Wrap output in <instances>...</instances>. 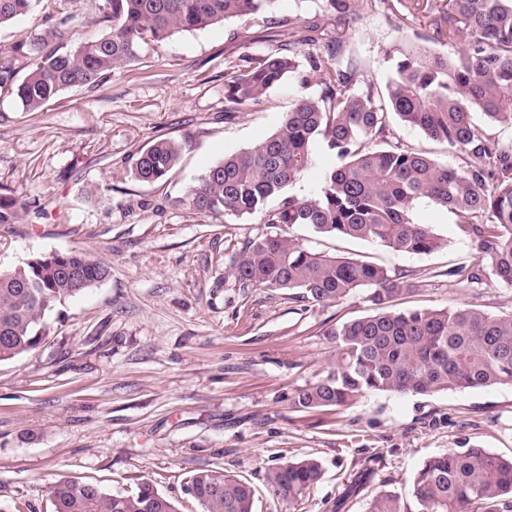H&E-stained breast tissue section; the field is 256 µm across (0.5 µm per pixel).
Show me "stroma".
I'll return each instance as SVG.
<instances>
[{"mask_svg": "<svg viewBox=\"0 0 512 512\" xmlns=\"http://www.w3.org/2000/svg\"><path fill=\"white\" fill-rule=\"evenodd\" d=\"M74 21L64 46L103 34L93 0H65ZM344 22L332 0H276L273 22L308 27L313 46L270 89L263 105L231 112L224 74L278 53L272 32L229 20L180 32L139 55L98 87L60 93L41 111L0 98V191L22 202L0 228V270L51 252H93L111 275L46 316L48 339L0 363V507L52 512L59 479L134 493L148 481L179 512H201L186 479L212 469L248 481L254 512H290L264 494L268 470L313 457L323 467L300 512H366L381 491L408 493L422 462L455 448L512 457V385L397 395L368 392L350 406L294 411L297 388L325 377L336 352L326 328L371 314L364 292L313 305L283 291L238 288L233 260L266 232L257 218H206L187 190L225 155L274 133L298 93H319L313 54L342 43L357 91L384 95L403 37L421 16L399 0H357ZM168 138L180 158L162 181L132 175L138 150ZM413 220L442 240L427 255L315 234L313 251L354 257L419 281L401 310L469 305L512 311V287L486 276L471 288L451 269L488 267L456 217L423 200ZM359 485L350 493L351 485Z\"/></svg>", "mask_w": 512, "mask_h": 512, "instance_id": "1", "label": "stroma"}]
</instances>
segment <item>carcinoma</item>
I'll return each mask as SVG.
<instances>
[{"instance_id": "obj_1", "label": "carcinoma", "mask_w": 512, "mask_h": 512, "mask_svg": "<svg viewBox=\"0 0 512 512\" xmlns=\"http://www.w3.org/2000/svg\"><path fill=\"white\" fill-rule=\"evenodd\" d=\"M42 0H0V26L32 14ZM276 0H101L98 23L108 31L60 51L68 20L52 25L0 57V96L39 111L59 92L97 86L176 32L204 29L229 19L267 26ZM432 34L423 41L443 53L405 40L386 85V100L373 88L355 91L356 72L342 68V44L313 58L322 89L301 94L279 129L256 146L230 154L189 187L186 202L204 217L257 216L275 228L247 241L234 265L242 289L296 291L314 305L339 303L359 290L374 313L324 331L336 366L298 389L291 407H346L371 391L428 394L512 385V312L492 315L473 307L399 311L397 297L416 291L405 275L372 262L309 250L294 229L361 240L426 255L441 246L428 224L412 219L414 205L429 200L454 214L489 260L491 275L512 287V149L491 142L475 120L512 124V0H426ZM468 37V43L462 37ZM311 36L288 24L284 53L251 59L225 76L226 111L258 106L295 68V49ZM23 77H18L19 72ZM445 143L460 167L390 141L389 115ZM322 138L341 160L310 197L289 187L315 165L312 144ZM179 159L178 145L154 141L133 167L142 183L164 179ZM21 205L0 194V224L17 222ZM290 230L285 234L283 229ZM469 286L483 283L479 268L449 271ZM109 276L94 254L59 251L0 271V362L36 349L47 336L46 314L65 299ZM323 475L315 458L270 469L264 493L296 506ZM202 512H254L255 490L245 480L210 469L184 484ZM415 507L395 491L374 496L367 512H512V459L485 448H453L425 460L412 478ZM52 512H178L150 482L133 494L109 493L91 483L60 479L50 488Z\"/></svg>"}]
</instances>
